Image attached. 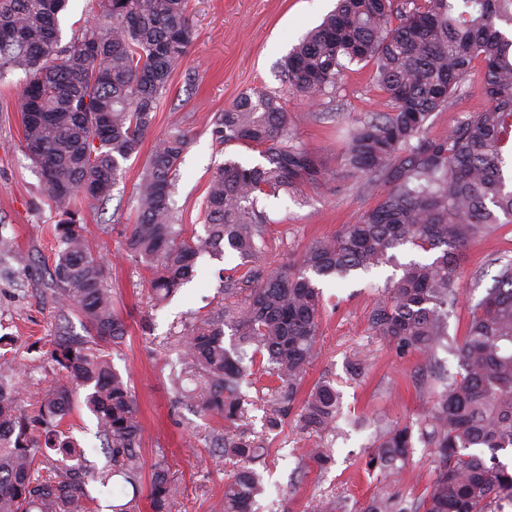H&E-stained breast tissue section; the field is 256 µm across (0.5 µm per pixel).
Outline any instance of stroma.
<instances>
[{
	"label": "stroma",
	"instance_id": "obj_1",
	"mask_svg": "<svg viewBox=\"0 0 512 512\" xmlns=\"http://www.w3.org/2000/svg\"><path fill=\"white\" fill-rule=\"evenodd\" d=\"M336 0H189L194 37L185 59L170 79L139 155L123 162L110 199L92 208L80 204L91 230L94 249L103 255L115 309L128 333L108 350L109 358L130 383L140 411L141 454L146 463L164 459L179 487L172 512H220L226 466L212 435L216 421L196 409L178 404L170 382L180 371V353L167 342L170 334L223 302V277L237 259L202 256L196 276L170 301L157 303L148 288L147 274L125 257V227L137 216L136 186L156 139L188 130L190 144L179 167L174 199L178 221L188 233L203 234L207 185L216 164L228 159L260 163L257 151L242 145L217 143L213 121L242 93L255 88L277 91L280 62L294 44L334 9ZM20 74L0 82V235L10 238L30 256V271L20 278L0 277V336L19 367L21 400L53 387L61 379L50 353L56 336L85 338V325L76 313L61 314L51 302L47 285L53 273L57 243L53 229L58 217L47 200L39 175L20 150L22 126ZM481 73L472 70L461 98L432 114V132L446 131L466 113L485 108ZM289 113L297 120L293 138L315 156L323 180L305 189L299 201L261 198L258 207L271 221L272 249L264 262L272 270L294 262L310 239L333 234L340 225L356 223L373 207L379 189H365L344 180L340 151L353 118L386 110L369 65L354 63L345 71L335 96L320 101L291 95ZM397 266L338 286L325 284L318 355L309 367L306 385L330 381L340 394L341 416L327 438L333 464L319 472L304 467L302 457L313 442L302 429L297 410L270 426L263 407H251L249 426L265 443L256 467L267 491L258 499V512H311L316 500L340 495L349 512H359L376 490L364 476L372 430L354 426L356 417L386 414L393 420H417L427 403L416 394L418 357L399 355L393 345L374 336L368 313L376 301L372 284L400 277V264L422 259V252L397 250ZM512 260V224L472 243L463 260L465 281L472 299L469 275L485 269L492 259ZM361 363L362 375L352 366Z\"/></svg>",
	"mask_w": 512,
	"mask_h": 512
}]
</instances>
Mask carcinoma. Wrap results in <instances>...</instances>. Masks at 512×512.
Returning a JSON list of instances; mask_svg holds the SVG:
<instances>
[{"mask_svg":"<svg viewBox=\"0 0 512 512\" xmlns=\"http://www.w3.org/2000/svg\"><path fill=\"white\" fill-rule=\"evenodd\" d=\"M95 21L62 42L58 15L66 0H0V80L25 75L20 112L22 151L40 171L60 216L52 301L81 314L90 342L60 338L53 361L65 383L21 404L14 357L0 353V512H98L91 481L115 476L139 490L145 462L139 410L106 349L126 334L112 305L106 265L90 245L76 199L106 201L120 162L139 153L170 77L193 40L187 0H89ZM366 63L388 102L385 112L354 119L341 155V176L384 186L354 224L309 242L299 259L266 275L269 219L259 198L293 200L318 183L313 154L295 142L281 96L243 92L214 121L220 144H244L264 162L228 159L213 171L203 236L185 235L174 200L179 164L189 144L178 130L159 138L137 186L138 220L125 231L127 259L149 273L161 303L189 282L199 256L228 250L240 263L226 270L222 292L241 297L196 318L181 336L184 365L200 382L189 404L224 421L214 435L228 461L223 512H254L264 477L250 467L263 449L246 428L242 382L255 387L279 415L291 408L316 354L322 284L371 272L410 246L433 253L411 260L398 280L377 289L372 333L402 355L421 357L415 390L429 399L424 419L372 420V451L364 472L377 491L361 512H503L512 472L491 454L512 448V262L499 264L483 297L468 305L465 334L448 336L461 298L463 250L487 232L512 224V0H337L281 65L282 92L321 100L336 94L346 64ZM482 69L488 106L433 134L435 112L462 95L474 65ZM28 265L0 237V262ZM230 342H225V329ZM455 355L448 371L439 352ZM96 420V437L112 469L96 473L70 433L74 397ZM339 396L326 380L302 400L301 427L318 437L336 429ZM433 449L435 465L404 492L395 477L415 444ZM56 452L52 456L45 449ZM307 468L325 470L328 448L305 454ZM178 487L165 464L151 465L147 499L169 512Z\"/></svg>","mask_w":512,"mask_h":512,"instance_id":"cac0c4a2","label":"carcinoma"}]
</instances>
